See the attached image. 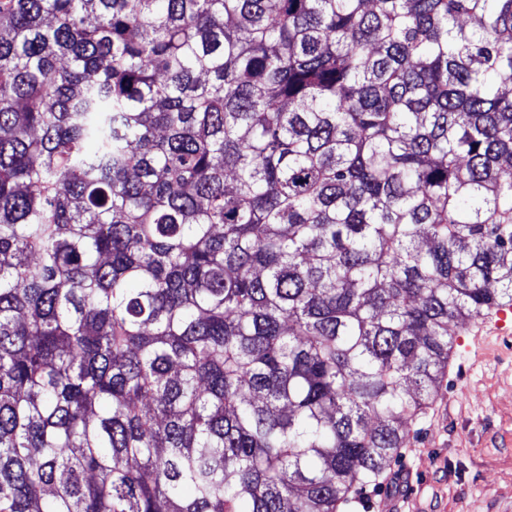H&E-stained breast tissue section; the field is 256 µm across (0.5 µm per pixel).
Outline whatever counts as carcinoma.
I'll list each match as a JSON object with an SVG mask.
<instances>
[{"label": "carcinoma", "instance_id": "cac0c4a2", "mask_svg": "<svg viewBox=\"0 0 512 512\" xmlns=\"http://www.w3.org/2000/svg\"><path fill=\"white\" fill-rule=\"evenodd\" d=\"M512 305V0H0V512H340Z\"/></svg>", "mask_w": 512, "mask_h": 512}]
</instances>
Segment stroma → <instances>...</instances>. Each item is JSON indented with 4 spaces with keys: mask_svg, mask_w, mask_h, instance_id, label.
<instances>
[{
    "mask_svg": "<svg viewBox=\"0 0 512 512\" xmlns=\"http://www.w3.org/2000/svg\"><path fill=\"white\" fill-rule=\"evenodd\" d=\"M463 326L423 421L346 512H512V310Z\"/></svg>",
    "mask_w": 512,
    "mask_h": 512,
    "instance_id": "1",
    "label": "stroma"
}]
</instances>
